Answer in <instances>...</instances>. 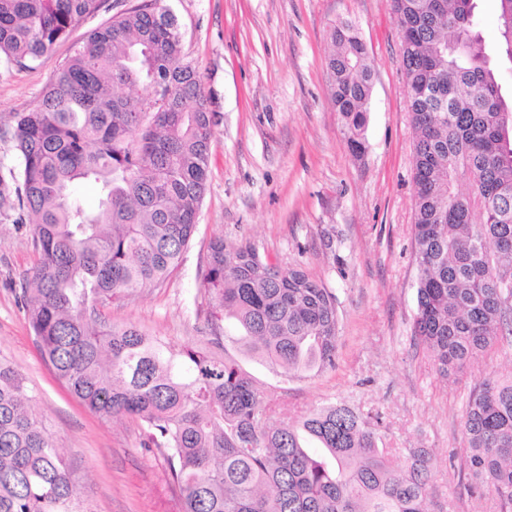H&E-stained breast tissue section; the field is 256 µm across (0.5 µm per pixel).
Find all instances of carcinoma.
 Instances as JSON below:
<instances>
[{
  "instance_id": "carcinoma-1",
  "label": "carcinoma",
  "mask_w": 512,
  "mask_h": 512,
  "mask_svg": "<svg viewBox=\"0 0 512 512\" xmlns=\"http://www.w3.org/2000/svg\"><path fill=\"white\" fill-rule=\"evenodd\" d=\"M392 0L413 129L417 269L414 336L440 374L512 335V101L474 32L475 0ZM499 2L495 55L512 63V0ZM157 0L93 29L13 116L16 165L0 209L27 217L38 255L22 308L56 378L103 420L129 417L166 458L182 512H431L428 452L393 464L377 426L343 403L274 418L236 359L176 350L108 317L112 300L161 287L197 229L214 115L183 62L175 16ZM101 0H0V64L27 67ZM329 93L365 148L372 69L357 24L337 22ZM149 91L145 97L139 90ZM100 185L98 210L73 195ZM203 287L213 340L303 377L336 368V294L284 274L253 245L210 242ZM26 378L0 359V512H83L82 485L33 410ZM467 489L512 512V375H488L463 418Z\"/></svg>"
}]
</instances>
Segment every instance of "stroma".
<instances>
[{"label": "stroma", "instance_id": "obj_1", "mask_svg": "<svg viewBox=\"0 0 512 512\" xmlns=\"http://www.w3.org/2000/svg\"><path fill=\"white\" fill-rule=\"evenodd\" d=\"M143 0H103L26 68H0V167L16 163L15 113L32 108L87 33ZM172 11L183 55L200 74L214 114L210 174L194 239L165 285L115 299L113 324L132 323L172 347L216 353L202 285L208 245L253 244L281 270L305 269L336 295L341 317L335 369L288 378L228 345L227 351L296 416L332 403L379 418L383 447L426 449L434 512H493L491 494L464 488L462 417L480 377L512 373V336L475 362L440 375L414 337L416 265L411 187L413 134L401 42L391 0H160ZM358 24L372 65L365 150L328 94L334 23ZM0 212V358L23 374L35 411L81 479L86 512H181L158 450L140 446L129 418L104 421L74 399L42 359L20 305L37 263L32 228Z\"/></svg>", "mask_w": 512, "mask_h": 512}]
</instances>
